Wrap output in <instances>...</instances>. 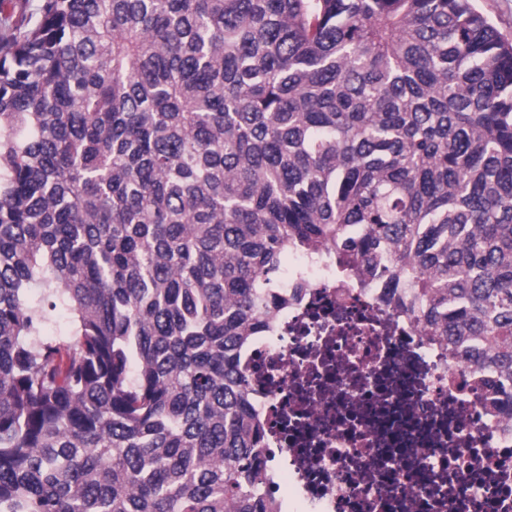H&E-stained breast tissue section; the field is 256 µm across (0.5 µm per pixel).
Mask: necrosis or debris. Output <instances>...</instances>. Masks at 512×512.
<instances>
[{"mask_svg": "<svg viewBox=\"0 0 512 512\" xmlns=\"http://www.w3.org/2000/svg\"><path fill=\"white\" fill-rule=\"evenodd\" d=\"M281 285L302 295L245 366L291 512H512V419L485 410L497 375L450 365L381 289L321 263L294 256Z\"/></svg>", "mask_w": 512, "mask_h": 512, "instance_id": "obj_1", "label": "necrosis or debris"}]
</instances>
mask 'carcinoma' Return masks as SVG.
<instances>
[{
  "instance_id": "carcinoma-1",
  "label": "carcinoma",
  "mask_w": 512,
  "mask_h": 512,
  "mask_svg": "<svg viewBox=\"0 0 512 512\" xmlns=\"http://www.w3.org/2000/svg\"><path fill=\"white\" fill-rule=\"evenodd\" d=\"M294 252L512 416V42L472 0L1 17L0 512H280L242 354Z\"/></svg>"
}]
</instances>
